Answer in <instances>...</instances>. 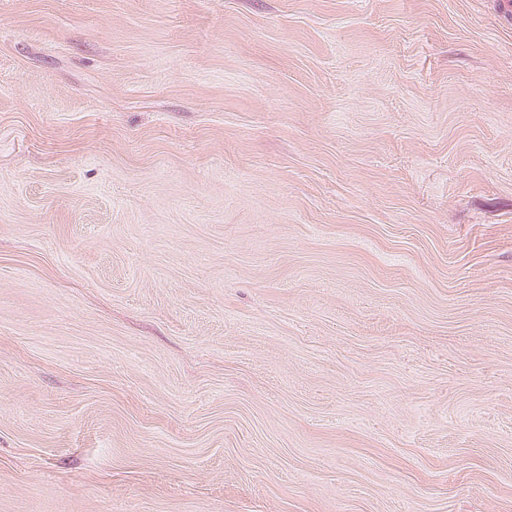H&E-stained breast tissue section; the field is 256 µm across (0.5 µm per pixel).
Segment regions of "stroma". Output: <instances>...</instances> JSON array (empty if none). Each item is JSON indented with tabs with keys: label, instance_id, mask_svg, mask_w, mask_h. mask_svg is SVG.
Returning <instances> with one entry per match:
<instances>
[{
	"label": "stroma",
	"instance_id": "1",
	"mask_svg": "<svg viewBox=\"0 0 512 512\" xmlns=\"http://www.w3.org/2000/svg\"><path fill=\"white\" fill-rule=\"evenodd\" d=\"M0 512H512L503 0H0Z\"/></svg>",
	"mask_w": 512,
	"mask_h": 512
}]
</instances>
